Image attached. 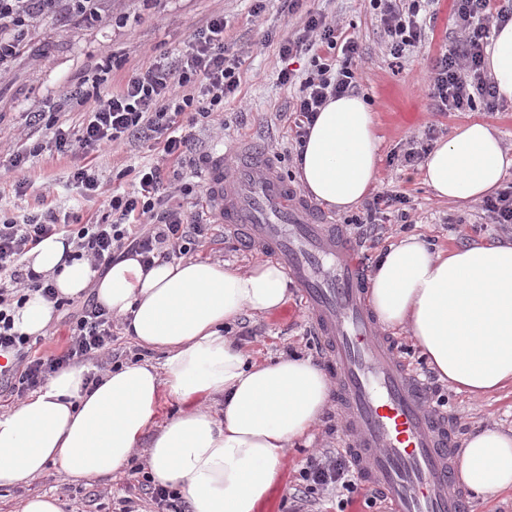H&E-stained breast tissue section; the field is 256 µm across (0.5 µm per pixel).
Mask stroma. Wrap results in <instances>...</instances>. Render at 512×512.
<instances>
[{
	"label": "stroma",
	"instance_id": "stroma-1",
	"mask_svg": "<svg viewBox=\"0 0 512 512\" xmlns=\"http://www.w3.org/2000/svg\"><path fill=\"white\" fill-rule=\"evenodd\" d=\"M316 8L335 17L340 26L352 27L359 39L362 60L357 93L371 105L380 139L375 189L405 196L404 208L412 219L404 226L384 214L375 237L362 247L366 261H373L379 250L409 233L443 248L465 241L511 239L512 226L493 223L480 203L459 205L437 198L423 183L419 166L403 161L410 141L421 140L424 131H433L441 140L471 120L495 126L512 155V104L500 103L492 115L480 109L437 112L432 108L427 70L455 37L453 0H429L422 13L426 21L422 48L399 60L390 56L380 16L368 0H303L302 8L291 15L283 12L282 0H267L257 17L252 14V0H98L92 17L62 7L29 30L24 50L0 75V210L15 213L51 207L86 219L96 217L99 202L81 197L68 181L71 169L83 162L81 153L61 155L50 146L30 158L23 171L11 168L9 157L27 129L29 113L47 111L64 99L98 64L109 69L108 89H118L133 69L181 54L193 32L216 15L226 22L225 46L241 61L240 85L219 116L223 133L197 129L200 150L211 157L235 139L257 141L278 152L274 165L282 180L298 186L295 127L286 116L293 91L280 85L278 74L284 63L277 43L266 42L265 36L288 34L302 23L307 10ZM157 158L151 145L138 143L102 155L96 164L108 189L123 193L133 186V168ZM21 178L27 187L19 196L14 184ZM192 254L241 269L262 260L220 224L212 225L208 236L196 242ZM230 336L257 363L292 353L319 365L324 362V352L294 292L274 314L242 317ZM444 394L448 400L444 410L457 421L458 439H465L479 423L512 427V394L479 401L450 388ZM311 436V443L301 442L287 450L280 481L259 512H293L299 472L308 457L341 448V422L335 407L326 409ZM150 441V436H143L127 467L96 482H70L51 464L36 481L0 484V512H16L22 500L36 493L61 497L64 512H119L125 499L134 501L137 512H151L153 505L141 489L138 472L146 463Z\"/></svg>",
	"mask_w": 512,
	"mask_h": 512
}]
</instances>
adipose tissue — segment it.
Masks as SVG:
<instances>
[{
  "label": "adipose tissue",
  "instance_id": "ef3b65f1",
  "mask_svg": "<svg viewBox=\"0 0 512 512\" xmlns=\"http://www.w3.org/2000/svg\"><path fill=\"white\" fill-rule=\"evenodd\" d=\"M485 65L498 95L512 102V22L494 30ZM380 141L371 106L351 94L329 100L311 126L296 174L317 201L348 212L373 188ZM512 159L498 130L473 120L437 142L423 181L440 199L477 201L501 188ZM59 235L45 238L23 262L51 276L62 297L96 302L122 317L125 331L163 353L161 365L131 363L98 387L72 367L0 413V483L41 476L47 464L94 481L128 464L151 426L148 472L180 491L190 512H258L280 480L285 448L305 437L330 395L324 373L286 355L258 364L225 336L245 312L271 314L288 301L279 264L240 270L192 258L144 267L139 256L113 262L105 274L67 261ZM379 323L407 332L440 379L456 392L484 398L512 388V241L431 248L419 236L385 249L370 278ZM54 309L28 293L14 327L44 335ZM183 408L163 425L162 396ZM224 400L222 413L207 403ZM479 496L512 491V429L480 427L464 443L458 467Z\"/></svg>",
  "mask_w": 512,
  "mask_h": 512
}]
</instances>
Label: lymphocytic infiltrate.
I'll return each mask as SVG.
<instances>
[{
	"label": "lymphocytic infiltrate",
	"instance_id": "f902f5d3",
	"mask_svg": "<svg viewBox=\"0 0 512 512\" xmlns=\"http://www.w3.org/2000/svg\"><path fill=\"white\" fill-rule=\"evenodd\" d=\"M63 0H0V71H6L23 49L29 27L55 12ZM378 11L388 38L389 52L400 59L422 42L425 27L419 19L423 0H369ZM456 38L429 69L432 106L439 112L494 111L497 89L483 67V47L491 27L512 20V9L494 8L493 0H454L452 15ZM223 17L210 20L206 29L194 33L185 52L165 64L136 68L115 93L80 89L70 101L85 106L77 125L62 123L59 115L41 112L29 115L28 125L46 129L57 152L99 155L122 144L151 142L162 152L160 162L139 167L135 187L126 194H108L95 165L75 168L71 183L85 198H100V219L85 223L80 216L60 220L52 209L22 215L0 214V393L16 397L43 387L57 371L71 366L88 367L86 381L98 384L110 356L114 320L105 308L85 301L70 305L59 296L51 278L24 270L22 257L45 237L62 234L73 246L74 259L86 260L96 271H105L122 254L141 255L143 264L154 259L187 255L190 244L205 236L207 222L199 210L185 208L178 196L193 192L179 168L195 157V128L213 113L223 111L226 99L239 84L240 61L224 48ZM341 57H332V50ZM282 58L311 54L312 68L304 79L285 69L279 81L297 85L288 112L295 127L296 144H304L316 115L328 100L353 93L360 57L358 39L335 21L310 10L302 26L278 43ZM402 194L380 192L361 214L346 224V233L356 239L373 237L379 214L398 208L401 222ZM35 291L54 309L71 307L65 347L60 354L38 356L37 338L14 329L12 306L24 302L25 291ZM304 495L340 488L357 493L360 483L347 455L310 456L300 473Z\"/></svg>",
	"mask_w": 512,
	"mask_h": 512
}]
</instances>
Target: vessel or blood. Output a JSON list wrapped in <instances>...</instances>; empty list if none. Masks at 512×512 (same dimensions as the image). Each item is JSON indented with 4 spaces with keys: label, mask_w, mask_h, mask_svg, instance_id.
Masks as SVG:
<instances>
[{
    "label": "vessel or blood",
    "mask_w": 512,
    "mask_h": 512,
    "mask_svg": "<svg viewBox=\"0 0 512 512\" xmlns=\"http://www.w3.org/2000/svg\"><path fill=\"white\" fill-rule=\"evenodd\" d=\"M206 183L212 216L278 262L297 288L325 350L363 485L387 512H469L456 484L448 419L430 410L425 387L374 320L357 242L288 187L249 141L216 156Z\"/></svg>",
    "instance_id": "obj_1"
}]
</instances>
